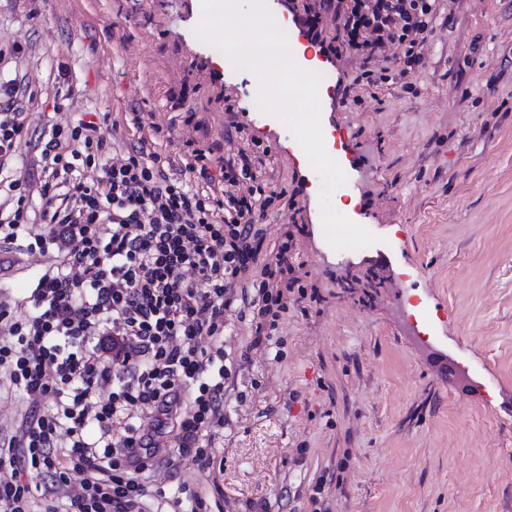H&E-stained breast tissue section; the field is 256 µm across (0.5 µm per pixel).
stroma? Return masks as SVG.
I'll list each match as a JSON object with an SVG mask.
<instances>
[{"mask_svg": "<svg viewBox=\"0 0 512 512\" xmlns=\"http://www.w3.org/2000/svg\"><path fill=\"white\" fill-rule=\"evenodd\" d=\"M201 17V0H0V45L25 48L8 69L33 128L94 112L105 137L175 168L209 151L215 178L193 186L210 193L224 161L266 148L265 191L279 199L263 251L292 231L322 296L289 307L276 355L229 313L214 464L161 448L149 485L196 491L208 512H311L315 495L328 512H512V0H460L425 50L417 95L351 105L327 63L321 123L350 169L339 202L378 238L360 252L324 240L318 174L255 110L252 73L218 65ZM228 103L242 128L230 140ZM428 344L467 374L465 392L437 378Z\"/></svg>", "mask_w": 512, "mask_h": 512, "instance_id": "35a3bbf8", "label": "stroma"}]
</instances>
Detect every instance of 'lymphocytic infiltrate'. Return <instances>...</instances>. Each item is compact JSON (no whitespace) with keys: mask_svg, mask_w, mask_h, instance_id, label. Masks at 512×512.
Returning <instances> with one entry per match:
<instances>
[{"mask_svg":"<svg viewBox=\"0 0 512 512\" xmlns=\"http://www.w3.org/2000/svg\"><path fill=\"white\" fill-rule=\"evenodd\" d=\"M456 2L289 0L288 10L320 52L358 62L344 97L359 106L389 86L415 93L437 20ZM34 143L36 188L15 174ZM111 152L91 119L48 123L31 138L20 87L0 75V244L52 258L23 296L0 294V388L30 406L0 438V512H56L75 473L83 492L66 512H149L142 449L167 434L181 460L212 461L225 423V316L241 284L257 288L253 344L266 351L289 305L319 298L290 260L292 239L262 251L258 221L274 201L257 174L262 151L225 162L220 197L191 184V174L210 176L203 151L180 177L143 148L118 163ZM32 471L46 479L42 494Z\"/></svg>","mask_w":512,"mask_h":512,"instance_id":"obj_1","label":"lymphocytic infiltrate"}]
</instances>
